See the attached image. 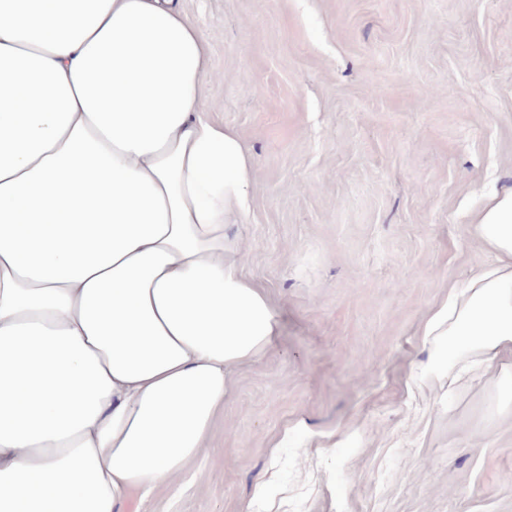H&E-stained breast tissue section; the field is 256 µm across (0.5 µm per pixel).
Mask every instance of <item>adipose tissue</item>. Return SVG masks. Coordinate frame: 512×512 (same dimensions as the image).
Segmentation results:
<instances>
[{
    "mask_svg": "<svg viewBox=\"0 0 512 512\" xmlns=\"http://www.w3.org/2000/svg\"><path fill=\"white\" fill-rule=\"evenodd\" d=\"M182 0H0V512H121L208 446L279 312L243 272L255 173ZM423 329L512 400V190Z\"/></svg>",
    "mask_w": 512,
    "mask_h": 512,
    "instance_id": "ef3b65f1",
    "label": "adipose tissue"
}]
</instances>
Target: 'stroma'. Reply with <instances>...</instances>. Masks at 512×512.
I'll return each mask as SVG.
<instances>
[{
    "label": "stroma",
    "instance_id": "1",
    "mask_svg": "<svg viewBox=\"0 0 512 512\" xmlns=\"http://www.w3.org/2000/svg\"><path fill=\"white\" fill-rule=\"evenodd\" d=\"M211 115L254 156L245 273L281 331L207 450L123 512H512V407L453 400L419 330L493 257L512 188V0H184ZM339 448L279 447L284 430Z\"/></svg>",
    "mask_w": 512,
    "mask_h": 512
}]
</instances>
